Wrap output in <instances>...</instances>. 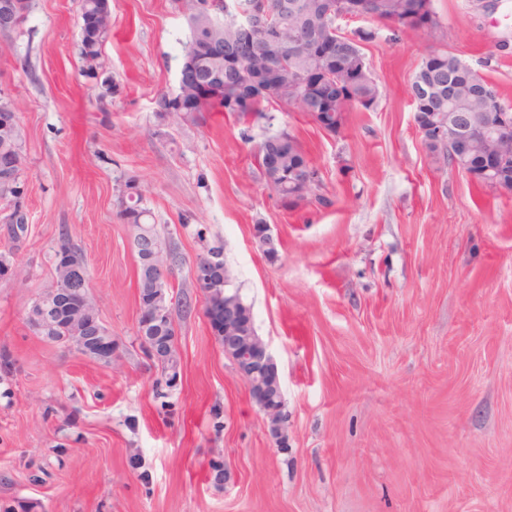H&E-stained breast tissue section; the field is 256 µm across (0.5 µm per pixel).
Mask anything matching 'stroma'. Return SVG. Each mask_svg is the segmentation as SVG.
I'll return each mask as SVG.
<instances>
[{
    "label": "stroma",
    "mask_w": 512,
    "mask_h": 512,
    "mask_svg": "<svg viewBox=\"0 0 512 512\" xmlns=\"http://www.w3.org/2000/svg\"><path fill=\"white\" fill-rule=\"evenodd\" d=\"M109 3L105 86L81 72L77 0H30L21 28L0 34V93L21 119L29 184L26 237L11 244L0 223V253L22 271L0 276V353L13 361L0 379V501L34 512H512V192L437 161L408 93L422 58L448 50L512 105V0H432V31L341 20L347 34L375 31L361 51L379 95L338 135L275 104L245 123L161 112L159 98L179 91L187 19L175 0ZM282 132L332 206L287 210L265 188L257 147ZM131 177L179 255L169 295L193 303L176 319L182 383L168 415L136 335L139 262L119 217ZM64 235L87 259L112 361L27 323ZM217 241L279 372L283 448L194 284Z\"/></svg>",
    "instance_id": "35a3bbf8"
}]
</instances>
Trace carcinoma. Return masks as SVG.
Listing matches in <instances>:
<instances>
[{
	"mask_svg": "<svg viewBox=\"0 0 512 512\" xmlns=\"http://www.w3.org/2000/svg\"><path fill=\"white\" fill-rule=\"evenodd\" d=\"M243 0H227L228 11L223 15L205 22V27L189 26L190 42L186 52L200 55V72L204 85L184 91L181 102L186 112H212L221 110L231 112L240 118L256 113L263 115V103L271 101L267 96L253 92L247 78L233 67L225 65L229 59H239L253 68L254 74L261 75V69L267 60V42L263 32L254 31L249 17L241 14L237 6ZM288 26L282 28L283 39L288 41L286 59L288 67L280 76L264 80L272 93L288 100L301 112L309 114L320 127L335 133L341 132L345 123V112L354 102H362L364 109H370L376 102L378 86L369 70L363 54L351 51L348 41H370L376 37L372 30L357 29L348 35L336 32L322 23V17L328 7L348 18L368 17L399 28L410 30L432 29L437 20L431 8V0H288ZM81 20L79 57L82 72L93 78L98 77L102 69V49L110 30V10L108 0H80ZM105 14L102 25L95 28L86 23L88 13ZM224 38V56L208 58L201 54L208 31ZM309 30L321 38H339V57L334 62L318 58L315 50L309 46L296 45L294 41L301 33ZM463 81L473 74L452 52L432 51L423 57L410 87V95L416 103L418 112H460L470 115L477 123H488L491 118L483 115V107L477 100L462 96L456 104L448 105V72ZM259 167L265 180V186L278 198L282 207L293 210L307 198L292 194L290 184L304 177L308 171H317L297 139H282L271 136L260 143L257 150ZM24 152L21 125L4 132L0 130V203L11 206L15 200L13 184L23 176ZM128 201L123 203L120 218L135 229L134 245H139L145 236L154 242H160L154 225L146 224L147 209L140 206L142 196L136 182H126ZM80 248L67 237H62L55 251V284L66 278L61 263L78 257ZM139 262V305L143 315L150 314L151 308L167 301L170 285L158 282L145 275L142 251H137ZM202 269L210 276L215 286L211 300L218 306L232 307V317L224 321L218 336L224 337L228 331L234 336H243L252 344H260L253 324L251 307L244 304L240 294L227 289L228 276L224 269L223 246L220 243L208 249V255L200 259ZM55 305L62 308L67 326L65 335L83 334V329L98 320L94 305H85L75 311L62 306L60 300ZM174 326L156 330L157 353L152 360L160 372L154 381L155 397L163 399L160 407H170L165 401L171 383L166 381L168 370L178 364L177 346L173 340ZM264 387L252 386L250 397H261L270 403L284 404L280 379L266 374Z\"/></svg>",
	"mask_w": 512,
	"mask_h": 512,
	"instance_id": "obj_1",
	"label": "carcinoma"
}]
</instances>
